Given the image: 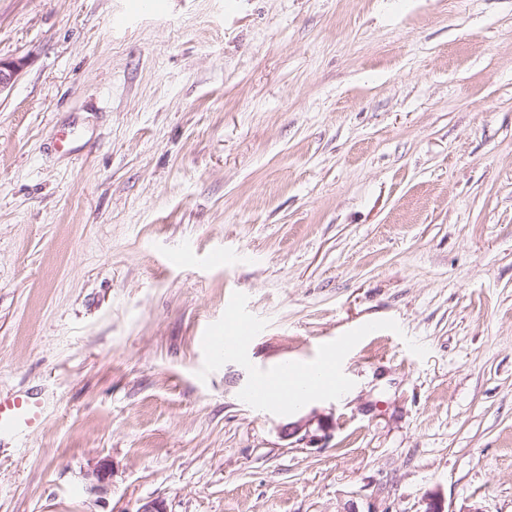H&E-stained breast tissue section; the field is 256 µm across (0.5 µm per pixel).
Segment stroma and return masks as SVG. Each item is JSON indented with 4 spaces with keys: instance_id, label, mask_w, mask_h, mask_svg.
I'll return each mask as SVG.
<instances>
[{
    "instance_id": "stroma-1",
    "label": "stroma",
    "mask_w": 512,
    "mask_h": 512,
    "mask_svg": "<svg viewBox=\"0 0 512 512\" xmlns=\"http://www.w3.org/2000/svg\"><path fill=\"white\" fill-rule=\"evenodd\" d=\"M131 5L0 0V512H512V0ZM320 360L315 366L299 368L292 364H282L280 371L273 376L261 375L256 382L242 393L247 403L263 404L277 394L295 393L301 396L317 389L325 370ZM44 419L43 405L29 395L0 392V443L18 440L39 427ZM111 475L112 471L109 461L106 459L99 461L93 469L85 474V478L88 481V491L92 494L106 493Z\"/></svg>"
}]
</instances>
